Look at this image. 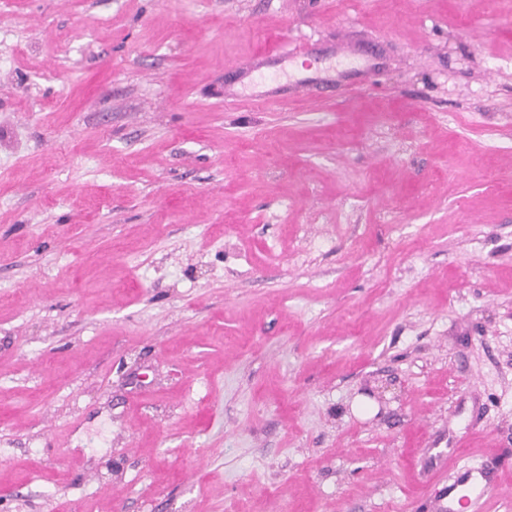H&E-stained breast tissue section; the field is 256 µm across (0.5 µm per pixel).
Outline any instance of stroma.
I'll return each instance as SVG.
<instances>
[{
  "label": "stroma",
  "mask_w": 512,
  "mask_h": 512,
  "mask_svg": "<svg viewBox=\"0 0 512 512\" xmlns=\"http://www.w3.org/2000/svg\"><path fill=\"white\" fill-rule=\"evenodd\" d=\"M456 458L512 512V0H0V512H440Z\"/></svg>",
  "instance_id": "stroma-1"
}]
</instances>
